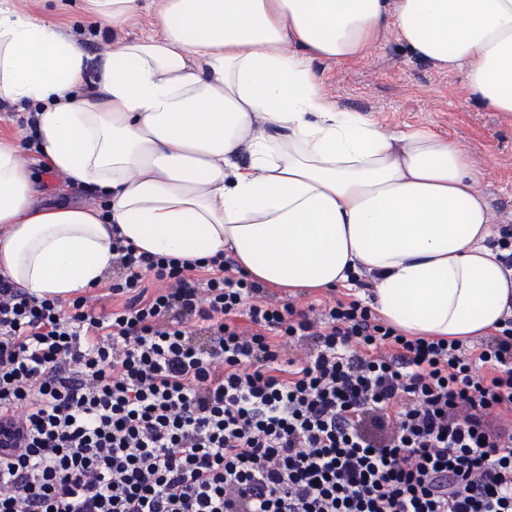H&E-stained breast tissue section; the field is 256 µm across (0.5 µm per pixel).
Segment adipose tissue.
Here are the masks:
<instances>
[{
    "label": "adipose tissue",
    "mask_w": 512,
    "mask_h": 512,
    "mask_svg": "<svg viewBox=\"0 0 512 512\" xmlns=\"http://www.w3.org/2000/svg\"><path fill=\"white\" fill-rule=\"evenodd\" d=\"M160 36L89 70L53 21L0 0V96L36 105L40 163L107 199L40 206L0 137V271L68 299L112 266V230L141 251L234 254L265 285L355 287L408 336L494 332L512 268L469 152L425 128L340 111L314 61L396 38L512 115V0H87Z\"/></svg>",
    "instance_id": "ef3b65f1"
}]
</instances>
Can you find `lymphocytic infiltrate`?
<instances>
[{
    "instance_id": "lymphocytic-infiltrate-1",
    "label": "lymphocytic infiltrate",
    "mask_w": 512,
    "mask_h": 512,
    "mask_svg": "<svg viewBox=\"0 0 512 512\" xmlns=\"http://www.w3.org/2000/svg\"><path fill=\"white\" fill-rule=\"evenodd\" d=\"M112 267L103 313L0 273V512H512V314L405 336L117 229Z\"/></svg>"
}]
</instances>
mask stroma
Listing matches in <instances>:
<instances>
[{
    "label": "stroma",
    "mask_w": 512,
    "mask_h": 512,
    "mask_svg": "<svg viewBox=\"0 0 512 512\" xmlns=\"http://www.w3.org/2000/svg\"><path fill=\"white\" fill-rule=\"evenodd\" d=\"M22 15L56 23L62 37L76 41L89 66L133 38L156 33L152 12L140 11L120 32L109 18L91 15L85 0H9ZM325 91L346 112L370 118L383 129L427 128L466 147L483 179L496 226L512 225V116L495 112L470 94L460 77L417 58L406 46L388 39L360 62H314ZM37 198L104 206L103 198L66 186L60 174L34 168Z\"/></svg>",
    "instance_id": "1"
}]
</instances>
